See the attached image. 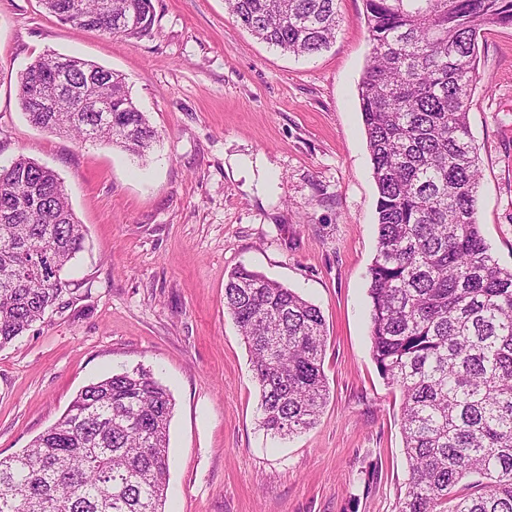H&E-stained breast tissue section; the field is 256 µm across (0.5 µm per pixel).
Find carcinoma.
I'll return each instance as SVG.
<instances>
[{
    "label": "carcinoma",
    "mask_w": 512,
    "mask_h": 512,
    "mask_svg": "<svg viewBox=\"0 0 512 512\" xmlns=\"http://www.w3.org/2000/svg\"><path fill=\"white\" fill-rule=\"evenodd\" d=\"M77 28L140 39L152 0H41ZM256 38L298 56L327 48L336 0H225ZM370 52L358 87L378 190L369 269L372 358L403 396L408 488L397 512H512V268L476 219L480 159L468 123L478 36L512 26V0H364ZM34 126L143 159L160 133L122 75L38 56L17 78ZM106 118L81 112L90 93ZM85 230L55 171L20 154L0 167V348L68 306L66 265ZM224 307L251 354L263 429L314 425L328 396L320 309L239 266ZM174 400L139 366L85 387L22 452L0 458V512H165ZM477 475L479 480L467 481Z\"/></svg>",
    "instance_id": "obj_1"
}]
</instances>
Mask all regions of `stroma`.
<instances>
[{"instance_id":"obj_1","label":"stroma","mask_w":512,"mask_h":512,"mask_svg":"<svg viewBox=\"0 0 512 512\" xmlns=\"http://www.w3.org/2000/svg\"><path fill=\"white\" fill-rule=\"evenodd\" d=\"M152 36L79 30L40 0H0V165L55 170L84 225L69 305L0 348V458L103 377L144 366L167 385L165 512H396L408 480L402 395L369 333L377 188L359 109L363 0H336L330 46L295 57L244 30L224 0H153ZM53 51L124 76L161 139L143 161L32 126L17 77ZM468 121L481 233L512 267V28L478 38ZM316 305L329 399L286 438L260 425L250 353L224 308L237 266Z\"/></svg>"}]
</instances>
